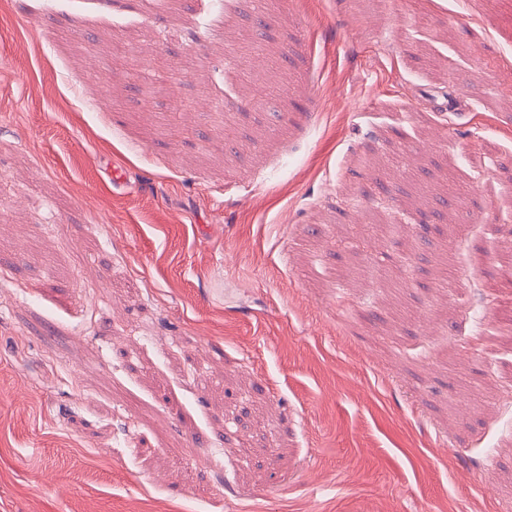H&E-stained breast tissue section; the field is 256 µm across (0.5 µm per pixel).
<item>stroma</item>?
Returning <instances> with one entry per match:
<instances>
[{"instance_id": "35a3bbf8", "label": "stroma", "mask_w": 512, "mask_h": 512, "mask_svg": "<svg viewBox=\"0 0 512 512\" xmlns=\"http://www.w3.org/2000/svg\"><path fill=\"white\" fill-rule=\"evenodd\" d=\"M502 86L512 0H0V512H512Z\"/></svg>"}]
</instances>
